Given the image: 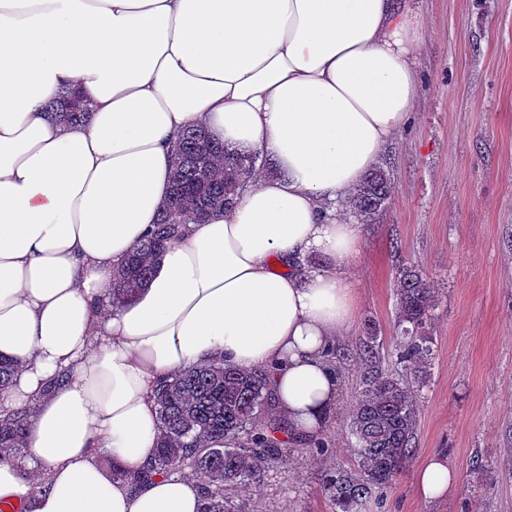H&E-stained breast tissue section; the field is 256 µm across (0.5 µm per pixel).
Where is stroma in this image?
I'll return each mask as SVG.
<instances>
[{"instance_id": "obj_1", "label": "stroma", "mask_w": 512, "mask_h": 512, "mask_svg": "<svg viewBox=\"0 0 512 512\" xmlns=\"http://www.w3.org/2000/svg\"><path fill=\"white\" fill-rule=\"evenodd\" d=\"M418 99L407 127L379 164L395 193L365 225L349 270L358 319L379 329L394 363L396 273L411 262L433 280L438 301L430 376L418 391L415 453L387 489L384 512H512V0H414ZM357 328L342 337V385L323 434L324 458L306 450L267 469L260 492L238 491L240 512H330L319 475L353 467L347 427L357 392ZM446 457L456 480L443 497L417 491V472ZM481 461L484 472L472 469Z\"/></svg>"}]
</instances>
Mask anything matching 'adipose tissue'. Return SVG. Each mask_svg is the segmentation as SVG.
I'll use <instances>...</instances> for the list:
<instances>
[{"label":"adipose tissue","mask_w":512,"mask_h":512,"mask_svg":"<svg viewBox=\"0 0 512 512\" xmlns=\"http://www.w3.org/2000/svg\"><path fill=\"white\" fill-rule=\"evenodd\" d=\"M417 28L407 0H0V357L20 365L0 405L36 404L29 464L0 457V505L199 512L196 479L133 489L98 457L147 464L157 382L218 358L269 371L293 434L326 428L341 386L327 352L355 321L363 241L336 203L414 110ZM66 86L88 124L44 114ZM189 126L279 173L187 225L110 307ZM452 484L443 456L418 472L423 498Z\"/></svg>","instance_id":"adipose-tissue-1"}]
</instances>
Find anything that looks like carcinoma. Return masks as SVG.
Masks as SVG:
<instances>
[{"instance_id": "obj_1", "label": "carcinoma", "mask_w": 512, "mask_h": 512, "mask_svg": "<svg viewBox=\"0 0 512 512\" xmlns=\"http://www.w3.org/2000/svg\"><path fill=\"white\" fill-rule=\"evenodd\" d=\"M62 125L87 121L89 108L71 88L43 106ZM174 162L167 206L132 253L112 270L109 303L131 302L149 279L153 264L176 242L185 225L234 203L259 171L273 170L270 159L254 151L230 149L204 128L181 131L172 144ZM389 170L373 168L348 198V209L369 224L385 210L393 194ZM436 291L419 267L398 270L396 281L400 370L377 360L378 328L367 319L356 338L363 369L355 405L349 415L357 466L329 467L321 486L331 512H365L382 508L383 490L412 458L418 420L414 385L423 382L432 360L429 321ZM18 365L0 358V394L16 383ZM159 434L154 458L131 471L105 456L112 480L136 488L156 476L189 473L200 482L199 512H236L226 490L254 486L269 465L288 455V426L275 415V398L264 370L243 372L218 359L181 370L160 382L153 394ZM34 403L0 407V450L21 460Z\"/></svg>"}]
</instances>
